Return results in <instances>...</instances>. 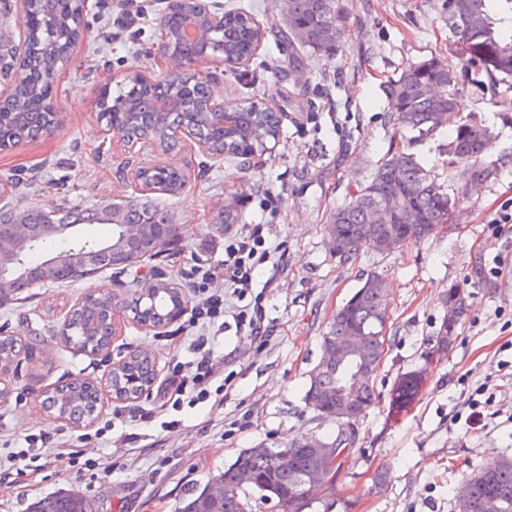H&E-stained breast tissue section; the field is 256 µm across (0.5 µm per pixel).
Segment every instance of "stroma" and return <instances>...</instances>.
Here are the masks:
<instances>
[{
	"mask_svg": "<svg viewBox=\"0 0 512 512\" xmlns=\"http://www.w3.org/2000/svg\"><path fill=\"white\" fill-rule=\"evenodd\" d=\"M121 0H87L84 35L52 85L56 124L40 137L0 151V208L67 209L142 198L136 173L175 166L188 176L177 195L153 194L175 224L169 251L128 268L103 269L95 281L37 285L23 302L0 306V330L27 348L18 375L0 398V512H28L41 496L74 490L93 512H174L247 448H283L331 430L303 397L336 308L368 274L386 290L391 345L376 380L378 403L361 419L360 442L336 476L352 512H458L476 467L512 457V90L460 87V124L475 120L494 139L484 160L498 169L485 181L449 168L447 130L408 141L387 119L383 84L411 62H454L445 0H353L349 31L336 55L311 56L276 71L282 55L266 37L249 62L230 71L220 56L184 64L166 58L161 20L169 0H145L136 33L115 19ZM206 77L216 100L270 103L282 134L271 151L249 161L225 160L181 141L172 152L150 144L128 152L102 132L94 101L132 77ZM407 147L459 197L451 224L389 253L360 252L339 262L325 231L330 213L370 181L393 148ZM233 210L238 224H263L271 258L229 307L261 302L269 337L257 343L234 320L214 337L213 377L205 399L188 393L167 403L137 398L149 424L112 416L119 402L105 386L131 352L155 359L157 378L195 360L186 319L152 331L120 318L109 351L66 345L58 330L94 287L131 298L132 281L183 282L196 263L220 265L213 218ZM469 296L470 310L444 357L429 349L447 314L449 289ZM423 373L409 408H391L403 376ZM83 377L102 386L101 412L71 425L43 406L44 392ZM68 444L58 456L43 436Z\"/></svg>",
	"mask_w": 512,
	"mask_h": 512,
	"instance_id": "1",
	"label": "stroma"
}]
</instances>
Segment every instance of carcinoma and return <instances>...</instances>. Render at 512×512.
I'll use <instances>...</instances> for the list:
<instances>
[{
    "mask_svg": "<svg viewBox=\"0 0 512 512\" xmlns=\"http://www.w3.org/2000/svg\"><path fill=\"white\" fill-rule=\"evenodd\" d=\"M288 26L284 30L263 27L254 17L243 12L227 10L224 23L212 26L208 20L199 21L206 41L194 48L202 55L209 51L224 55V63L233 68L250 60L270 32L288 49V66L298 67L308 55L329 57L336 52L346 35L350 15L349 0H285ZM83 0H73L60 14L58 26L70 38L58 41L44 32L29 30L26 46V70L18 77L11 94L0 99V136L24 142L35 139L49 124L50 91L55 63L67 56L69 48L78 41L81 31ZM448 28L455 45V54L461 66L431 57L406 65L399 76L385 86L387 110L397 128L420 135L433 134L441 129L438 116L457 109L459 86L466 79L480 83L484 74L492 82L512 89V0H447ZM166 45L174 52L185 50L183 32L172 24L165 30ZM211 99L207 80L192 74L167 76L155 84L133 91L129 98L113 104L112 112L130 136H150L167 151L177 148L172 131L185 119L194 121L195 137L210 145L216 154L227 158H254L265 151L264 144L280 135L278 112L263 104L251 102L235 109L230 125L224 127V139L214 137L209 122L208 103ZM492 133L484 124L470 121L448 134V158L451 166H468L476 180H487L497 169L484 163L482 156L491 146ZM393 201L395 224H409V235L398 247L418 243L451 223L456 199L448 194L438 175L417 157L403 149L384 158L371 181L358 189L357 194L329 216L336 226L342 249L338 258L348 263L356 259L362 249L377 250V244L389 239L394 224H374L372 214L378 207ZM84 224L88 227L105 225L103 236L87 238L94 245L104 241H118L119 225L150 224L161 232L170 223L166 212L155 203L131 201L93 209L71 208L36 211L32 223ZM79 255L83 248L75 246V239L66 235L46 236L27 250L25 262L29 267V282L39 283L40 266L53 256L69 252ZM132 246L126 254L118 253L88 266L78 263L71 280L89 277L110 266L124 269L127 259L136 255ZM162 289L157 302L163 307L153 311L149 292L140 291L129 302L132 314L138 320L153 319L181 306L184 294L181 288L168 282L157 283ZM449 315L442 321L436 336L434 351L443 355L454 335L456 326L469 310L468 297L458 288L448 291ZM390 319L385 288L363 283L339 307L329 322L322 341L327 338L342 340L357 330L369 338V346L361 365L333 364L321 367L309 376L304 403L311 410H328L336 406V393L347 392L355 404L354 415L363 416L378 402L375 380L389 349L387 324ZM74 345L80 349L95 350L111 339V305L99 296H87L70 315ZM21 344L12 336H0V374L15 368ZM154 362L147 355H131L112 369V391L120 399H134L147 390L154 379ZM420 387L415 376L405 377L395 391V403L401 408L410 406ZM50 407L70 420L80 421L94 413L95 397L91 385L74 387L64 384L50 393ZM330 448L347 450L332 465L326 496L315 501L314 490L305 486L306 475L325 463L319 449L309 448L301 439L288 445L294 458L293 468L279 469V448H247L235 461L211 478L202 489L183 499L176 512H208L211 497L223 499L224 512H257L259 505L269 504L276 512H352L350 499L335 493L336 472L348 459L359 442L357 423L336 421V428L323 436ZM248 468L254 483L250 490L239 484L238 472ZM32 512H92L90 503L75 493L49 494L39 498ZM459 512H512V457H493L478 466L468 483V497L460 501Z\"/></svg>",
    "mask_w": 512,
    "mask_h": 512,
    "instance_id": "obj_1",
    "label": "carcinoma"
}]
</instances>
